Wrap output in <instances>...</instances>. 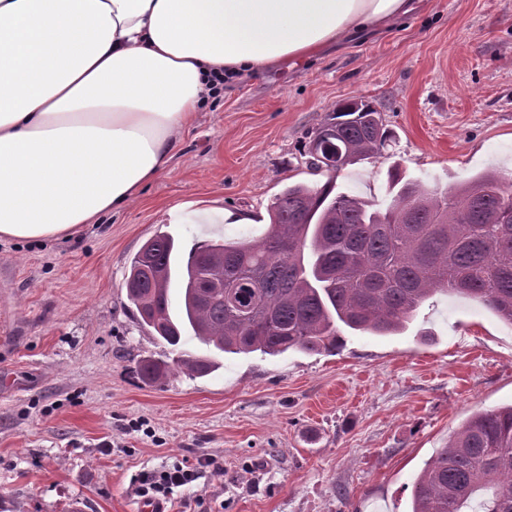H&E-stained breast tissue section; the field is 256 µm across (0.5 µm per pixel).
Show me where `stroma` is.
Returning <instances> with one entry per match:
<instances>
[{"mask_svg": "<svg viewBox=\"0 0 512 512\" xmlns=\"http://www.w3.org/2000/svg\"><path fill=\"white\" fill-rule=\"evenodd\" d=\"M352 98L392 140L339 176L350 194L386 208L394 164L431 187L494 164L512 178V0H417L393 29L225 81L128 208L71 240H1L0 512H135V475L202 455L219 471L176 490L167 512H408L418 473L461 424L512 403V327L443 294L394 336L345 329L331 352L139 379L138 360L168 347L127 300L131 258L159 233L186 250L263 236L274 197L325 181L306 145ZM176 206L241 221L174 224Z\"/></svg>", "mask_w": 512, "mask_h": 512, "instance_id": "1", "label": "stroma"}]
</instances>
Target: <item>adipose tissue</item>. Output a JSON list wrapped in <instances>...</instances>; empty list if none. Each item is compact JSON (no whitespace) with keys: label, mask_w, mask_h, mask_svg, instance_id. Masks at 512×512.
<instances>
[{"label":"adipose tissue","mask_w":512,"mask_h":512,"mask_svg":"<svg viewBox=\"0 0 512 512\" xmlns=\"http://www.w3.org/2000/svg\"><path fill=\"white\" fill-rule=\"evenodd\" d=\"M409 0H0V240L75 237L166 172L221 72L303 62Z\"/></svg>","instance_id":"1"}]
</instances>
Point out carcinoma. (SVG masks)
Returning a JSON list of instances; mask_svg holds the SVG:
<instances>
[{
  "instance_id": "cac0c4a2",
  "label": "carcinoma",
  "mask_w": 512,
  "mask_h": 512,
  "mask_svg": "<svg viewBox=\"0 0 512 512\" xmlns=\"http://www.w3.org/2000/svg\"><path fill=\"white\" fill-rule=\"evenodd\" d=\"M389 138L373 105L339 103L309 146L314 170L328 179L277 195L264 237L197 244L181 267L172 237L148 239L130 261L126 295L172 357L139 360L143 382L206 376L222 355L329 352L341 325L391 336L436 294L478 301L512 326V190L504 177L488 170L440 192L393 165L395 195L383 212L336 191L341 171L379 157ZM216 273L224 287H206ZM188 336L201 352L182 348ZM408 512H512V404L462 423L425 462Z\"/></svg>"
}]
</instances>
